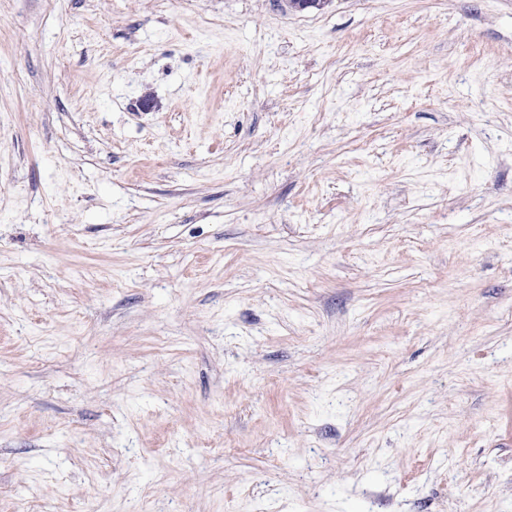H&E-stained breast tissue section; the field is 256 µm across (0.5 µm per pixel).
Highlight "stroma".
Here are the masks:
<instances>
[{"instance_id": "stroma-1", "label": "stroma", "mask_w": 512, "mask_h": 512, "mask_svg": "<svg viewBox=\"0 0 512 512\" xmlns=\"http://www.w3.org/2000/svg\"><path fill=\"white\" fill-rule=\"evenodd\" d=\"M0 512H512V0H0Z\"/></svg>"}]
</instances>
